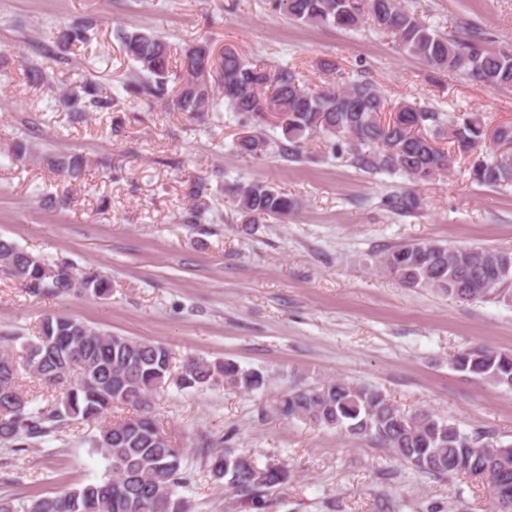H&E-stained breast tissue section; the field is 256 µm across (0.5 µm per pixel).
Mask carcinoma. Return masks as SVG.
Instances as JSON below:
<instances>
[{"instance_id":"obj_1","label":"carcinoma","mask_w":512,"mask_h":512,"mask_svg":"<svg viewBox=\"0 0 512 512\" xmlns=\"http://www.w3.org/2000/svg\"><path fill=\"white\" fill-rule=\"evenodd\" d=\"M274 6L309 26L350 30L368 20L432 69L464 74L491 87L512 86L511 48L487 49L485 34L478 28L445 34L402 0H274ZM92 24L86 20L61 30L59 43L85 42ZM122 43L126 55L147 72L134 75L123 89L146 106L170 103L176 112L197 116L214 111L222 100L231 111L281 130L280 138L259 129L239 136L235 148L249 156L276 153L297 160L305 141L321 134L331 139L332 153H348L368 173L400 174L420 183L450 169L452 156L437 146V139L447 138L466 152L487 138V126L476 113H446L410 103L390 108L366 80L313 88L296 72L261 65L232 46L216 57L205 45L192 46L175 65L170 46L154 34L126 32ZM171 73L178 85L173 94L168 90ZM27 77L32 85L55 91L40 65H29ZM59 98L70 121L77 124L88 112H112L119 104V99L102 95L95 84L84 81L59 92ZM386 112L388 119L383 118ZM472 176L483 186H512V149L490 160H476ZM227 192L247 224L284 221L298 208L295 199L271 182L238 184ZM384 205L401 215L422 209L419 195L409 189L386 197ZM499 254L495 248L414 240L387 249L381 263L406 288L439 291L462 301L480 298L512 304V272H501ZM0 267L35 296L73 293L106 298L112 293L110 279L100 271L76 274L70 266L49 263L2 237ZM452 364L458 371L512 387V352L478 346L455 355ZM22 370L47 386L65 388L64 397L43 407L30 406L17 387ZM170 376L171 353L161 343L105 334L65 316L47 317L37 340L23 344L21 353L0 350V443L22 450L71 420L98 419L114 404L142 406ZM176 382L182 388L222 382L252 392L262 388L265 376L233 362L189 358ZM275 411L285 420L370 437L421 473L473 476L488 485L494 512H512V450L484 443L479 435H465L428 411L405 415L375 388L334 379L283 393ZM156 429L145 413L101 427L91 446L109 461L105 478L34 497L20 510L0 499V512H186V501L176 496V487L183 483V453ZM209 467L216 480L228 479L230 487L251 502L288 479L284 468H259L250 458L224 450L209 455Z\"/></svg>"}]
</instances>
